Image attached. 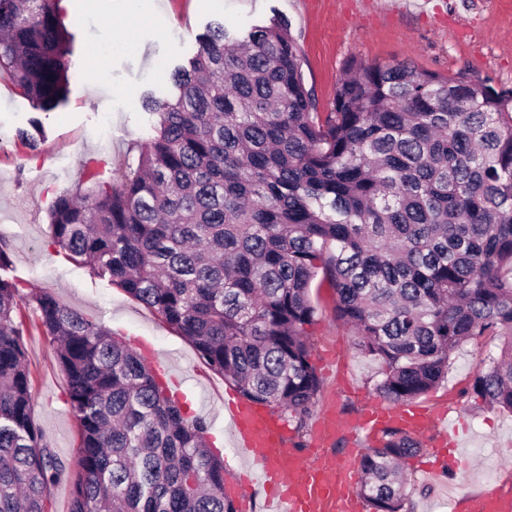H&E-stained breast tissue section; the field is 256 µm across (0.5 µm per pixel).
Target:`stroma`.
<instances>
[{
	"label": "stroma",
	"instance_id": "35a3bbf8",
	"mask_svg": "<svg viewBox=\"0 0 512 512\" xmlns=\"http://www.w3.org/2000/svg\"><path fill=\"white\" fill-rule=\"evenodd\" d=\"M112 2L108 27L89 0L64 14L75 35L70 64L76 77L63 105L50 112L36 109L10 74L0 72V237L10 246L14 273L26 290L50 292L127 342L144 343L151 365H167L181 384L189 415L210 424V438L221 447L224 472L231 477L249 468L250 461L236 447L224 418L230 383L157 312L50 246L51 202L59 194L85 189L88 162H98L109 181L136 163L156 120L143 105L145 96L164 87L169 72L196 52L197 38L210 24L223 23L236 35L268 18H284L300 50L305 86L319 111L326 112L353 58L367 64L407 62L443 76L465 70L493 86L512 87V0ZM108 40L111 51L97 56L95 47ZM21 131L38 140V156L21 146ZM310 299L316 308L311 361L322 384L316 412L327 410L333 399L346 414L377 403L380 365L358 349L353 329L337 320L333 289L313 282ZM18 315L27 327L32 418L66 467L51 489V512H70L79 433L67 402V378L31 313L22 308ZM500 352L498 337L469 340L454 354L447 378L420 396V403L458 421L462 465L450 477L429 478L421 470L430 460L428 450L408 460V512H448L449 499L491 484L512 492V413L489 408L471 395L476 375Z\"/></svg>",
	"mask_w": 512,
	"mask_h": 512
}]
</instances>
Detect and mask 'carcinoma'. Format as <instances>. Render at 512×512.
<instances>
[{
    "label": "carcinoma",
    "instance_id": "cac0c4a2",
    "mask_svg": "<svg viewBox=\"0 0 512 512\" xmlns=\"http://www.w3.org/2000/svg\"><path fill=\"white\" fill-rule=\"evenodd\" d=\"M59 0H0V71L33 105L67 98L73 35ZM144 106L154 135L117 183L55 197L50 245L155 310L248 401L304 425L317 277L336 319L381 363L378 396L405 403L448 375L452 354L500 336L472 394L512 412V88L460 70L350 60L317 111L287 23L242 36L218 23ZM55 346L79 426L70 512H234L209 425L112 330L0 276V512H49L65 473L34 423L20 304ZM394 429L361 458L368 512H406Z\"/></svg>",
    "mask_w": 512,
    "mask_h": 512
}]
</instances>
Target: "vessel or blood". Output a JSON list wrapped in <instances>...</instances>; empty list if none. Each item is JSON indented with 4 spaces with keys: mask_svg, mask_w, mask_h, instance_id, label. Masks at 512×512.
<instances>
[{
    "mask_svg": "<svg viewBox=\"0 0 512 512\" xmlns=\"http://www.w3.org/2000/svg\"><path fill=\"white\" fill-rule=\"evenodd\" d=\"M226 416L237 447L253 459L254 469L229 480V494L245 492L251 483L266 491L265 512H362L358 494L362 473L358 458L338 457L324 445L342 430L367 438L401 427L418 434L430 429L433 416L419 406L376 405L359 416L343 418L326 412L316 425L310 448L289 447L282 416L269 408L229 401ZM449 512H512V495L496 489L450 501Z\"/></svg>",
    "mask_w": 512,
    "mask_h": 512,
    "instance_id": "b4317fda",
    "label": "vessel or blood"
}]
</instances>
